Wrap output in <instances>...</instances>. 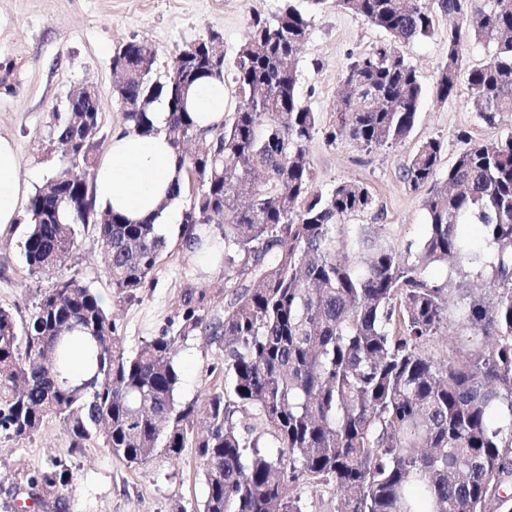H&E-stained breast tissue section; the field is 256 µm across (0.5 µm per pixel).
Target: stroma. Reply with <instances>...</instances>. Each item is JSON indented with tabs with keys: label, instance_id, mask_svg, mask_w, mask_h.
Here are the masks:
<instances>
[{
	"label": "stroma",
	"instance_id": "35a3bbf8",
	"mask_svg": "<svg viewBox=\"0 0 512 512\" xmlns=\"http://www.w3.org/2000/svg\"><path fill=\"white\" fill-rule=\"evenodd\" d=\"M284 0H0V136L18 146L19 175L38 190L63 165L55 143L58 114L70 93L92 85L102 116L99 152H106L112 134L125 128L124 115L112 89V57L124 44L148 40L156 56V74L165 76L182 47L220 35L226 60H233L247 38L253 16H271ZM307 12L310 31L295 60L297 93L303 105L317 112L322 131L306 146L317 190L327 192L352 180L369 190L373 205L350 217L352 228L385 225L396 243L420 242L426 232L423 201L426 190L414 191L401 169L417 145L437 138L445 150L442 166L453 163L467 139L495 140L512 132V118L487 126L478 116L468 91L466 71L491 58L487 45L464 42V75L448 99L436 94V79L447 55L448 19L427 39L400 45L417 71L424 94L415 126L405 141L367 149L342 134L328 141L325 130L336 125L341 75L351 58L387 42V33L328 0L314 11L309 0H291ZM28 227L15 224L0 231V307L31 309L47 276L29 274L24 262ZM169 247L151 283L137 301L116 303L104 273L99 234L87 226L80 246L63 273L95 289L105 305L114 306L118 333L127 351L161 334L176 332L181 323V295L186 289L206 291L212 305L224 299L223 259H201L181 244L176 227L167 232ZM180 374L176 398L204 406L210 390L223 388L224 372L215 346L191 335L177 344ZM63 424L47 418L40 431L25 440L0 436V512L19 503L15 471L56 457L77 475L69 494V512H197L206 495L203 463L194 447L178 458L160 453L144 465L130 466L113 457L102 442L83 453L68 451Z\"/></svg>",
	"mask_w": 512,
	"mask_h": 512
}]
</instances>
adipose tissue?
<instances>
[{
  "label": "adipose tissue",
  "instance_id": "1",
  "mask_svg": "<svg viewBox=\"0 0 512 512\" xmlns=\"http://www.w3.org/2000/svg\"><path fill=\"white\" fill-rule=\"evenodd\" d=\"M199 127L224 119V85L210 80L197 86L189 99ZM183 177L177 151L165 134L142 136L125 130L113 134L103 160L94 171L98 208L122 214L127 221L173 224L178 201L175 185ZM30 187L18 176L13 140L0 136V230L18 223Z\"/></svg>",
  "mask_w": 512,
  "mask_h": 512
}]
</instances>
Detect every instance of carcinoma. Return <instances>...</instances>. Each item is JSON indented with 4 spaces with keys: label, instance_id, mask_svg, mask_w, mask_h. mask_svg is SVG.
Masks as SVG:
<instances>
[{
    "label": "carcinoma",
    "instance_id": "cac0c4a2",
    "mask_svg": "<svg viewBox=\"0 0 512 512\" xmlns=\"http://www.w3.org/2000/svg\"><path fill=\"white\" fill-rule=\"evenodd\" d=\"M336 0V6L384 29L391 43L352 59L342 76L339 131L367 147L398 144L414 127L422 86L397 45L428 38L436 14L455 19L448 57L437 78L441 99L462 69V31L494 46L490 61L469 72L468 88L490 127L512 115V0ZM310 21L286 3L256 16L236 59L216 37L198 42L191 59L176 54V74L152 78L155 52L146 40L126 44L112 70L124 73L129 128L158 133L151 113L167 107V136L178 149L197 134L187 102L196 85L218 79L236 107L211 129L206 154L183 157L198 191L181 216L178 237L224 249V302L205 292L181 299L182 324L128 353L99 294L73 277L38 290L32 313L0 308V435L36 434L48 417L65 425L69 451L95 438L130 465L158 452L178 457L198 448L206 495L200 512H308V489L333 487L336 512H512V135L474 140L445 176L444 149L420 144L403 167L424 199L428 231L418 244L396 245L383 225L360 228L356 267L342 256L347 218L368 210L360 184L313 188L306 144L319 132L317 113L296 93L295 56ZM65 164L39 188L29 209L35 224L24 244L28 271L64 266L80 229L97 227L101 261L118 302L132 300L154 273L166 238L150 221L131 224L113 211L79 206L93 183L71 184L65 172L94 171L72 137V114L57 116ZM483 227L486 248L466 226ZM454 262L476 271L474 295L428 276ZM451 329L448 357L429 352ZM199 332L221 352L231 391L210 393L204 410L176 399L179 339ZM83 341L93 374L79 382L67 369ZM280 451H262L267 437ZM30 504L23 512H68L76 475L52 458L17 472Z\"/></svg>",
    "mask_w": 512,
    "mask_h": 512
}]
</instances>
